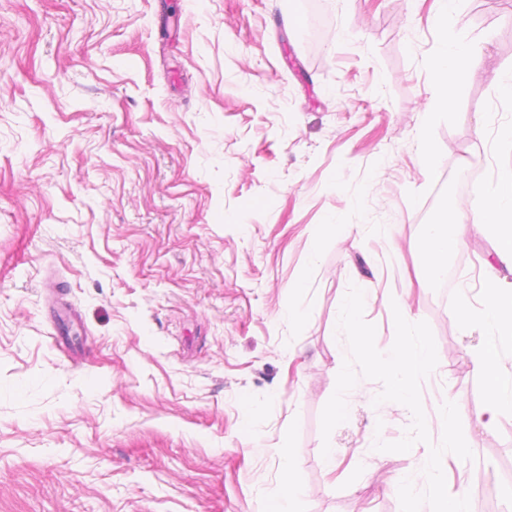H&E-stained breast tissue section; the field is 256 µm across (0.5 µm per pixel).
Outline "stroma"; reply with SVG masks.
<instances>
[{
	"mask_svg": "<svg viewBox=\"0 0 512 512\" xmlns=\"http://www.w3.org/2000/svg\"><path fill=\"white\" fill-rule=\"evenodd\" d=\"M438 7L0 0V512H263L285 455L303 512H401V480L425 479L373 445L409 409L362 377L321 436L352 285L380 351L390 302L428 322L431 438L455 402L475 455L443 456L447 490L512 512V413L471 425L486 329L455 315L461 292L479 307L498 241L469 223L451 287L420 275L425 225L512 168L495 145L512 0H459L448 35L479 65L434 111ZM331 217L346 232L325 235Z\"/></svg>",
	"mask_w": 512,
	"mask_h": 512,
	"instance_id": "1",
	"label": "stroma"
}]
</instances>
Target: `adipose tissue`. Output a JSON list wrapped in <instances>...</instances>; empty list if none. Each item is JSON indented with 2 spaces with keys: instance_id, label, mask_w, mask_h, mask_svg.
I'll return each instance as SVG.
<instances>
[{
  "instance_id": "1",
  "label": "adipose tissue",
  "mask_w": 512,
  "mask_h": 512,
  "mask_svg": "<svg viewBox=\"0 0 512 512\" xmlns=\"http://www.w3.org/2000/svg\"><path fill=\"white\" fill-rule=\"evenodd\" d=\"M452 0H445L432 26L438 39L429 60L431 77L430 106L447 109L458 89L474 75L478 56L473 47L448 37V20ZM474 221L489 229L499 246L494 262L488 263L483 281V308L479 313L482 324L491 329L483 347L473 358L476 375L490 384L486 402L476 416L477 422L492 425L499 413L512 410V386L506 385L500 369L503 342L512 339V171L499 173L493 187L479 189L470 205L456 206L439 223L425 227L423 266L427 279L435 280L447 271L448 254L462 243L466 221ZM303 495L301 475L295 459L281 461V482L278 493L265 507V512H300Z\"/></svg>"
}]
</instances>
